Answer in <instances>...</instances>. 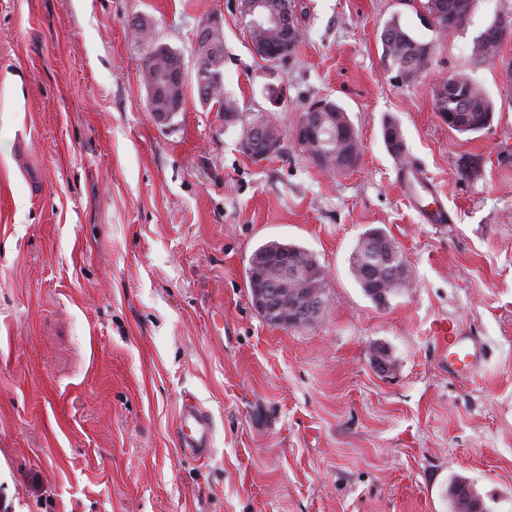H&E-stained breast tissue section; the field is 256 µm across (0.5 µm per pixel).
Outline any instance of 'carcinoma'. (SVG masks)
I'll list each match as a JSON object with an SVG mask.
<instances>
[{"instance_id":"carcinoma-1","label":"carcinoma","mask_w":512,"mask_h":512,"mask_svg":"<svg viewBox=\"0 0 512 512\" xmlns=\"http://www.w3.org/2000/svg\"><path fill=\"white\" fill-rule=\"evenodd\" d=\"M133 39L147 45V54L143 60L142 79L147 83L153 81L163 84V76L173 50L154 40L153 28L146 27L138 19L130 25ZM383 47V61L395 71L409 70L420 73L427 67L424 59L415 52L418 40L411 36L399 23L392 19L384 26L380 35ZM224 35L221 31L213 32L211 43L215 49L200 44L196 53V91H201L210 104L217 106V111L224 115H236L234 125L240 127L238 139L247 137L257 125L267 126L270 120L260 112H241L237 103L224 96ZM500 52V47L493 41L478 36L473 42L471 56L480 62H492ZM454 84V91L448 96V103L443 106L453 114L454 120L448 127L460 133L467 132V127L477 121L488 118L495 112V105L487 93L464 73L448 75ZM350 122L347 112L339 105H334L330 113L324 115L323 126L338 134ZM383 138L387 147L398 153L402 149L401 133L395 124L388 122L383 126ZM363 236H380L382 242L372 249L353 250L349 261L356 282L363 293L374 303L377 295L383 293L393 296L400 288L391 283L393 269L405 264L404 255L394 240L380 228H371ZM469 485L465 479H457L451 487V496L455 512H468L469 501L466 489Z\"/></svg>"}]
</instances>
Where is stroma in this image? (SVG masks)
Returning <instances> with one entry per match:
<instances>
[{
  "mask_svg": "<svg viewBox=\"0 0 512 512\" xmlns=\"http://www.w3.org/2000/svg\"><path fill=\"white\" fill-rule=\"evenodd\" d=\"M297 2L304 38L270 63L240 0H0V495L17 512H450L458 477L512 512V34L494 62L470 54L512 0H480L448 36L424 0ZM139 16L184 58L187 104L167 124ZM211 18L225 92L285 136L272 157L243 154L197 99L194 34ZM392 19L433 49L406 84L381 59ZM457 72L495 104L481 131L434 108ZM324 98L361 139L347 173L291 137ZM408 166L450 223L424 222ZM373 227L411 271L383 307L349 265ZM271 240L329 272L310 325L252 306L249 259ZM450 323L480 347L472 374L436 342ZM188 394L215 422L201 460L172 434Z\"/></svg>",
  "mask_w": 512,
  "mask_h": 512,
  "instance_id": "stroma-1",
  "label": "stroma"
}]
</instances>
